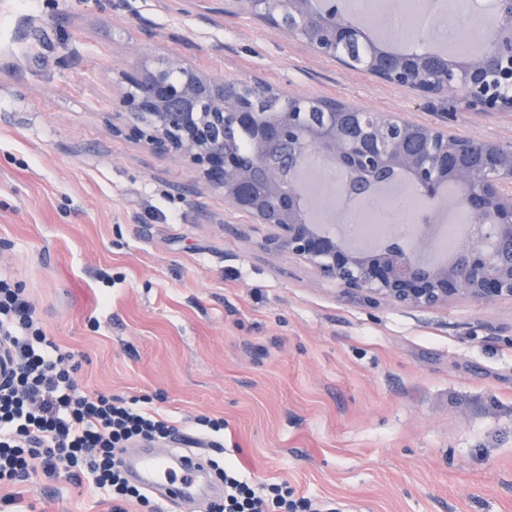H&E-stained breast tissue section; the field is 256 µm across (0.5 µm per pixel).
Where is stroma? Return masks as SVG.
I'll return each mask as SVG.
<instances>
[{
	"label": "stroma",
	"instance_id": "1",
	"mask_svg": "<svg viewBox=\"0 0 512 512\" xmlns=\"http://www.w3.org/2000/svg\"><path fill=\"white\" fill-rule=\"evenodd\" d=\"M139 50L512 145V112L419 97L222 0H0V276L81 388L183 431L223 419L242 474L342 512H512V304L369 307L269 255L191 170L113 135L112 71ZM0 512L112 503L40 474Z\"/></svg>",
	"mask_w": 512,
	"mask_h": 512
}]
</instances>
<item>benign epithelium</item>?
I'll return each instance as SVG.
<instances>
[{"label": "benign epithelium", "instance_id": "obj_1", "mask_svg": "<svg viewBox=\"0 0 512 512\" xmlns=\"http://www.w3.org/2000/svg\"><path fill=\"white\" fill-rule=\"evenodd\" d=\"M246 14L290 36L316 25L312 47L336 59L338 44L363 41L358 27L336 24L338 0H233ZM484 63L448 64L440 55L406 56L397 70L375 76L420 97L450 94L465 108L480 112L507 110L501 91L512 88V32L494 35L482 54ZM118 86L112 133L125 135L151 152L190 169L205 187L224 194V209L267 229L263 249L283 253L338 287L343 297L360 303H388L406 309L443 308L456 297L474 303L512 302V146L497 148L485 167L460 177V204L481 214L470 226L448 264H430L408 251L402 237L388 236L369 253L348 237L311 223L297 189L300 168L325 156L353 200L370 196L357 180L361 166L372 173L389 170L413 177L421 193L433 200L448 168V155L484 148L489 143L448 129L415 124L394 114L326 112L309 121L319 100L293 96L259 79H228L201 71L176 55L141 56L129 67L112 69ZM249 100L272 101L269 114L253 111ZM391 123L402 134L385 144L376 131ZM245 131L253 144L241 156L232 135Z\"/></svg>", "mask_w": 512, "mask_h": 512}]
</instances>
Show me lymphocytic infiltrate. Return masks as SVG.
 <instances>
[{"label": "lymphocytic infiltrate", "instance_id": "1", "mask_svg": "<svg viewBox=\"0 0 512 512\" xmlns=\"http://www.w3.org/2000/svg\"><path fill=\"white\" fill-rule=\"evenodd\" d=\"M0 347L12 366L0 381V486L36 473L76 482L88 476L108 494L113 512H125L129 503L158 512L155 500L127 479L121 453L142 441L182 440V432L125 399L85 394L73 354L47 336L22 289L2 277ZM210 465L224 482V497L211 512H338L287 482L250 481L221 458Z\"/></svg>", "mask_w": 512, "mask_h": 512}]
</instances>
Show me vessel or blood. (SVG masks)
Masks as SVG:
<instances>
[{
  "mask_svg": "<svg viewBox=\"0 0 512 512\" xmlns=\"http://www.w3.org/2000/svg\"><path fill=\"white\" fill-rule=\"evenodd\" d=\"M124 464L131 480L151 491L161 504L188 501L194 498L196 479H204L213 496H221L223 486L210 468L206 458L196 453H172L161 456L150 448H131L124 456ZM182 472L178 481L168 480L170 469Z\"/></svg>",
  "mask_w": 512,
  "mask_h": 512,
  "instance_id": "1",
  "label": "vessel or blood"
}]
</instances>
